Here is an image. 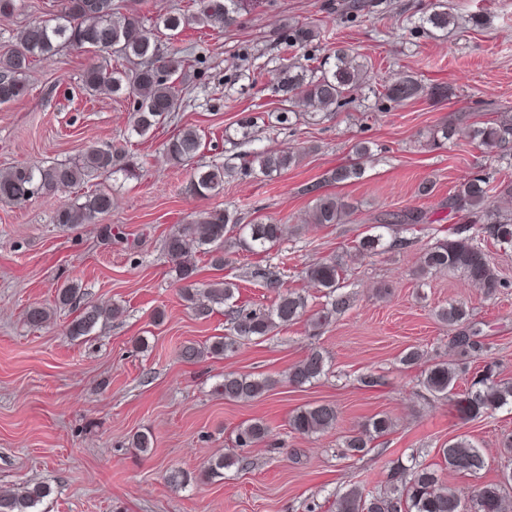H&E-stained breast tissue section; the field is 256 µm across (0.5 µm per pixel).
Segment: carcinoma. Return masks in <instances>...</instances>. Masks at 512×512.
Segmentation results:
<instances>
[{
  "instance_id": "carcinoma-1",
  "label": "carcinoma",
  "mask_w": 512,
  "mask_h": 512,
  "mask_svg": "<svg viewBox=\"0 0 512 512\" xmlns=\"http://www.w3.org/2000/svg\"><path fill=\"white\" fill-rule=\"evenodd\" d=\"M61 10L54 22L35 21L16 36L11 50L0 55V105L17 101L27 92L25 73L35 62L53 60L60 49L68 47L89 53H106L122 60L139 59V67L131 72L108 67L107 61L93 62L85 69L83 88L87 93L109 92L124 95L133 102L131 133L146 138L163 124L171 113L178 111L187 93L185 79L193 67L192 60L174 53L160 52L152 30L146 28L140 16L119 11L115 0H60ZM261 0H194L195 13L186 16L165 13L156 18L155 26L178 35L182 29L197 23L203 26L218 24L224 28L238 25ZM454 15L448 12V0H431L427 8L413 21L415 32L433 37L448 35L455 26ZM318 38V31L307 25L288 27L287 47L302 49ZM374 80L367 63L361 61L352 49L336 42L327 49L317 66L301 62L293 55L282 64L272 85V92L288 104V111L280 113L279 123L294 119L320 122L348 102L350 92ZM379 96L403 103L420 96L445 93L444 88L427 87L418 78L408 75L382 85ZM258 116H248L232 130H224V141L234 147L245 146L256 140ZM469 136L490 150L500 152V158L512 160V120L483 122L469 128ZM206 147L203 136L195 128H187L170 139L165 152L175 165L190 164ZM298 161V154L272 149H252L192 169L186 185L187 192L206 199L224 190V180L236 176L273 177ZM125 179L139 177L138 167L130 161L123 147L101 149L89 147L71 161L47 166H13L0 172V203H13L34 197L55 196L80 186L94 176ZM362 168L354 163L331 171L328 181L336 184L361 178ZM512 195V180L493 174L478 175L457 189L448 199V208L464 210L470 221L453 228L451 236L437 241L421 255L419 274L453 272L478 286L486 296H494L505 287L491 267L482 235L499 244L512 245V216H503L492 208L498 197ZM112 210V192L105 186L75 197L60 206L55 213L57 224L74 226L94 224L99 217ZM353 212V206L341 195H325L316 200L311 219L314 224H340ZM426 223V215L419 209L388 214L385 223L375 225L379 232L362 237L356 246L360 255L378 251L384 238L381 230H390L397 224ZM286 233V225L277 221L241 223L235 211L213 209L202 213L187 224H180L166 238L164 249L171 262V272L182 299L198 319H206L213 306L224 304L229 308L233 333L218 336L204 347L186 346L179 357L193 361L201 356H226L238 344L254 337L269 335L275 329L303 317L309 325L320 330L336 316L351 307V296L342 291L346 260L341 256L310 265L307 279L323 292L325 304L308 313V298L296 289L287 288L278 276L267 270H257L266 287L277 296L265 312L247 311L234 307L236 285L228 281L206 283L198 279V265L194 254L207 257L209 265L217 270L228 262L225 243L233 239L240 249L259 255L278 245ZM80 295L75 284L56 289L55 306H72ZM122 313L118 305L105 302L87 304L68 326L69 335L77 338L94 331L99 322ZM436 316L450 325H458L469 316L461 304H450L437 311ZM51 317V309L32 305L26 312L27 322L42 326ZM327 359L319 350H312L288 370V382L295 386L309 384L326 374ZM456 368L446 362H434L424 371L422 385L431 393L449 399L459 416L475 419L504 405L512 404V383L493 379L491 368L462 393L455 392ZM268 378H252L237 373H226L214 391L230 402L251 401L269 390ZM339 415L336 406L321 403L297 409L290 416V429L300 435L327 432L336 427ZM394 427L391 417L378 413L369 418L361 429L346 436L343 447L351 456L367 452L371 441L389 433ZM268 425L252 421L236 430L238 448H250L264 440ZM508 458L501 478L476 488L470 499L461 498L445 485L442 472L416 462L410 468L400 464L388 469L384 489L365 493L351 487L336 498L335 512H503L506 491L512 486V436L503 442ZM445 468L451 472L475 474L485 467V458L479 448L466 438L448 440L441 449ZM241 462L229 457L216 458L204 471L207 478L220 477L224 469ZM50 487L35 483L19 493L0 494V512H32Z\"/></svg>"
}]
</instances>
